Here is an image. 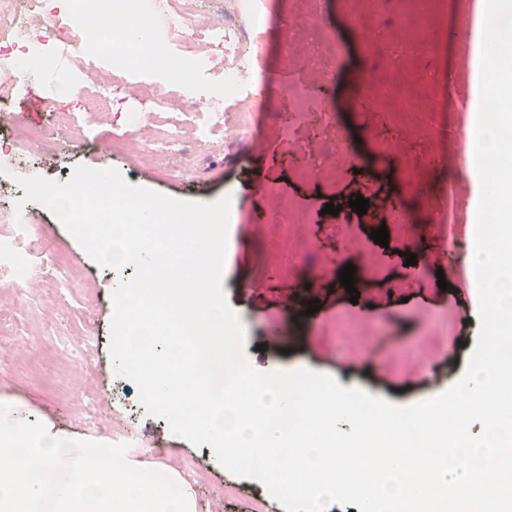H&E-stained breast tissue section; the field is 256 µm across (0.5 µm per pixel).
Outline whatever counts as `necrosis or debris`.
<instances>
[{
    "mask_svg": "<svg viewBox=\"0 0 512 512\" xmlns=\"http://www.w3.org/2000/svg\"><path fill=\"white\" fill-rule=\"evenodd\" d=\"M203 0H73L69 9L49 11L47 0H0V99H9L23 73L24 64L37 65L53 53L58 43H81L86 23L95 15L109 16V24L96 33L85 55L79 56L72 77L84 72L88 58L100 60L104 69L94 88V97L105 107L102 123L133 129V137L104 143L107 154L131 155L145 163H156L177 153L185 138L208 145L215 131L226 140L249 134L247 115L230 120L224 111L228 99H249L252 95L256 62L249 58L238 40L214 23L198 25ZM149 29L162 79L149 83L154 109L115 112L108 108L113 92L124 88L125 76L139 56L131 34ZM210 72L220 78L223 88L215 92L205 108L204 123L186 125V89L196 74Z\"/></svg>",
    "mask_w": 512,
    "mask_h": 512,
    "instance_id": "obj_1",
    "label": "necrosis or debris"
}]
</instances>
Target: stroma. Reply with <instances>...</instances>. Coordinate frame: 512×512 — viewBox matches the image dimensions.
I'll return each instance as SVG.
<instances>
[{"mask_svg": "<svg viewBox=\"0 0 512 512\" xmlns=\"http://www.w3.org/2000/svg\"><path fill=\"white\" fill-rule=\"evenodd\" d=\"M223 12L228 32L243 36L260 63L258 95L252 104L251 140L199 147L186 141L173 168L185 177L162 178L157 169L107 156L83 96L63 98L70 84L66 66L82 53L74 45L49 63L51 86L41 76L20 80L9 103L27 122L49 118L51 102L66 101L84 127L82 137L55 131L22 155L0 153V171L55 181L74 168L108 166L130 184L175 199L214 202L228 197L238 221L229 238L223 289L245 323L243 349L257 370L303 368L330 375L345 388L359 387L390 403L411 406L446 392L459 380L479 334L478 305L465 291L437 285V263L421 253H438L445 225L434 216L447 189L470 193L461 180L469 169L463 156L447 166L449 138L459 137L463 115L452 80L471 47L461 43L458 0H316L305 14L300 0H267L262 33L246 38L245 22L228 0H205ZM295 25L293 48L284 45L286 23ZM359 67L376 94L362 113H340L325 125L322 110H335V85H346ZM295 84L307 85L317 108L297 118L287 99ZM295 126L293 137L285 127ZM376 198L366 214L345 208L324 213L326 203L355 195ZM289 197L305 224L287 242L277 240L272 222L276 202ZM44 246L66 256V270L39 265L44 289L19 285L16 313L0 327V404L21 415L51 422L73 440L107 441L136 435L133 453L146 466L175 468L190 483L198 512H285L257 480L226 471L206 447L174 436L168 422L147 414L136 385L116 375L109 354L111 294L133 276L97 265L45 207L34 205ZM404 212L405 225L391 214ZM387 224L388 247L371 239ZM418 255L417 265L405 263ZM359 275L360 297L350 302L334 275L345 265ZM318 312L301 318L309 300Z\"/></svg>", "mask_w": 512, "mask_h": 512, "instance_id": "1", "label": "stroma"}]
</instances>
